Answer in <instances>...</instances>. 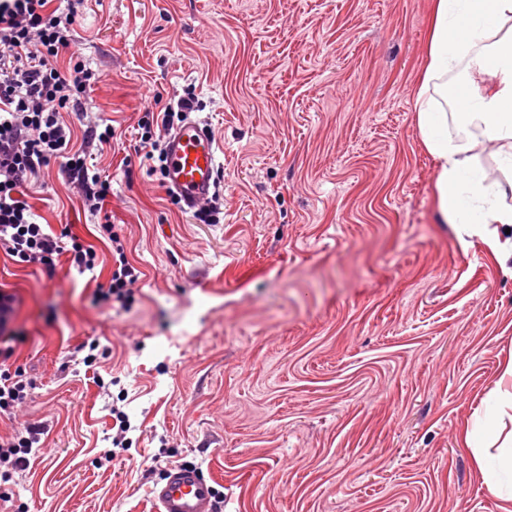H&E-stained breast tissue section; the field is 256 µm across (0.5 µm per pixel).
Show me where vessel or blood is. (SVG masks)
Listing matches in <instances>:
<instances>
[{"instance_id":"1","label":"vessel or blood","mask_w":512,"mask_h":512,"mask_svg":"<svg viewBox=\"0 0 512 512\" xmlns=\"http://www.w3.org/2000/svg\"><path fill=\"white\" fill-rule=\"evenodd\" d=\"M165 185L184 208L213 191L222 166L221 150L208 126L189 118L167 140ZM157 512H215V489L201 467L179 464L150 489Z\"/></svg>"}]
</instances>
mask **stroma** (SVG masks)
<instances>
[{
    "label": "stroma",
    "instance_id": "1",
    "mask_svg": "<svg viewBox=\"0 0 512 512\" xmlns=\"http://www.w3.org/2000/svg\"><path fill=\"white\" fill-rule=\"evenodd\" d=\"M433 4L84 0L72 34L99 79L64 118L110 120L89 165L112 194L90 216L60 158L22 187L98 260L0 251L7 366L35 384L0 437L44 430L0 512H153L181 462L224 512H500L462 437L512 356V274L437 208L416 123ZM190 91L223 150L217 224L140 146L144 113ZM112 233L141 277L103 304ZM15 303L14 295L7 293L3 290L0 291V366H5V363L11 358L13 353V346L9 343L17 336L7 335L3 336L8 332V326L11 320Z\"/></svg>",
    "mask_w": 512,
    "mask_h": 512
}]
</instances>
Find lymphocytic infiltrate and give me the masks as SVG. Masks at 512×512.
Returning <instances> with one entry per match:
<instances>
[{
  "label": "lymphocytic infiltrate",
  "instance_id": "lymphocytic-infiltrate-1",
  "mask_svg": "<svg viewBox=\"0 0 512 512\" xmlns=\"http://www.w3.org/2000/svg\"><path fill=\"white\" fill-rule=\"evenodd\" d=\"M80 0H67L58 13L48 0H0V251L35 267H50L68 254L78 272L93 270L96 251L80 241L64 242L45 232L23 198L21 187L39 177L52 158L66 156L68 185L84 208L97 213L111 194L109 178L89 169L72 148L66 112L86 111L85 96L96 83L71 49L68 36ZM112 274L107 297L122 301L139 278L119 237H111ZM42 430L27 424L0 438V467L15 470L39 447Z\"/></svg>",
  "mask_w": 512,
  "mask_h": 512
}]
</instances>
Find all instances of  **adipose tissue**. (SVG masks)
<instances>
[{
  "instance_id": "obj_1",
  "label": "adipose tissue",
  "mask_w": 512,
  "mask_h": 512,
  "mask_svg": "<svg viewBox=\"0 0 512 512\" xmlns=\"http://www.w3.org/2000/svg\"><path fill=\"white\" fill-rule=\"evenodd\" d=\"M512 0H437L428 63L417 91V128L438 162L439 212L444 222L474 231L498 224L512 228V208L498 206L501 185L488 182L479 163L478 140L497 144L512 168ZM457 112H449V102ZM483 417L465 437L502 512H512V358L489 390Z\"/></svg>"
}]
</instances>
